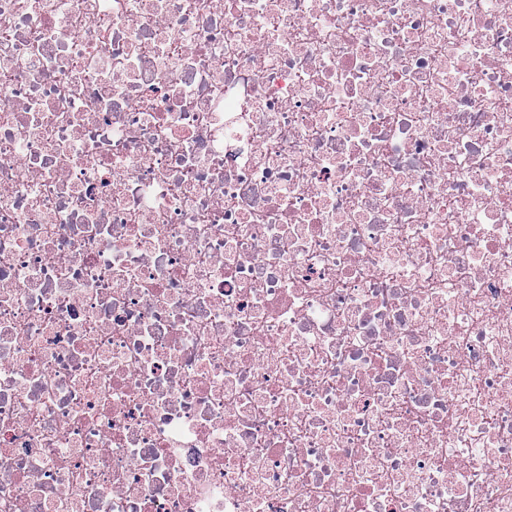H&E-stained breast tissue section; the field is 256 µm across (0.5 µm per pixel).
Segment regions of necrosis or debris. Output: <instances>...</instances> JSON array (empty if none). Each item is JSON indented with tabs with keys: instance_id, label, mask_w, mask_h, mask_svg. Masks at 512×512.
<instances>
[{
	"instance_id": "4bbe7bcc",
	"label": "necrosis or debris",
	"mask_w": 512,
	"mask_h": 512,
	"mask_svg": "<svg viewBox=\"0 0 512 512\" xmlns=\"http://www.w3.org/2000/svg\"><path fill=\"white\" fill-rule=\"evenodd\" d=\"M0 512H512V0H0Z\"/></svg>"
}]
</instances>
